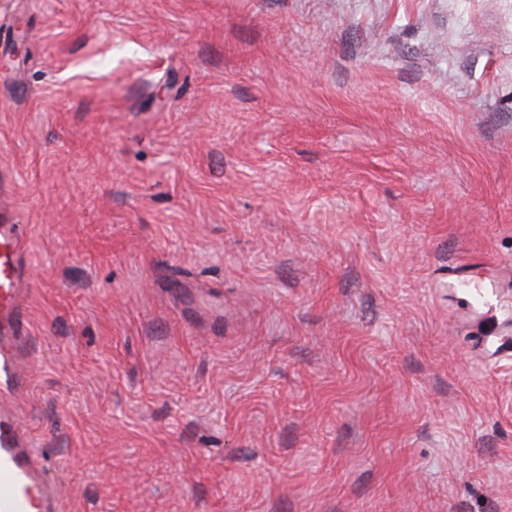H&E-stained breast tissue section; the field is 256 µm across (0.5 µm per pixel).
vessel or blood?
Here are the masks:
<instances>
[{"mask_svg":"<svg viewBox=\"0 0 512 512\" xmlns=\"http://www.w3.org/2000/svg\"><path fill=\"white\" fill-rule=\"evenodd\" d=\"M30 237L29 225L0 221V512H64L60 487L10 402L29 382Z\"/></svg>","mask_w":512,"mask_h":512,"instance_id":"vessel-or-blood-1","label":"vessel or blood"}]
</instances>
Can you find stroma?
Here are the masks:
<instances>
[{
	"instance_id": "obj_1",
	"label": "stroma",
	"mask_w": 512,
	"mask_h": 512,
	"mask_svg": "<svg viewBox=\"0 0 512 512\" xmlns=\"http://www.w3.org/2000/svg\"><path fill=\"white\" fill-rule=\"evenodd\" d=\"M20 33L17 403L68 512H512V0H0Z\"/></svg>"
}]
</instances>
